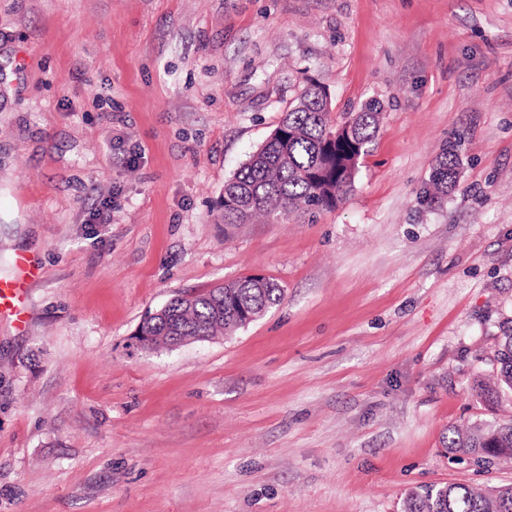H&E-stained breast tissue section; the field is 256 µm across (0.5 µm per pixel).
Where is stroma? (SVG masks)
<instances>
[{
    "label": "stroma",
    "instance_id": "1",
    "mask_svg": "<svg viewBox=\"0 0 512 512\" xmlns=\"http://www.w3.org/2000/svg\"><path fill=\"white\" fill-rule=\"evenodd\" d=\"M380 107L335 209L225 226L224 184L305 79ZM463 166L418 201L443 146ZM110 204L112 221L89 223ZM0 512H401L512 484L446 452L512 414L479 380L512 317V0H0ZM251 273L284 300L145 350L176 295ZM15 273L0 279V318L23 324L28 317L29 284L38 276L36 268L25 256L14 260Z\"/></svg>",
    "mask_w": 512,
    "mask_h": 512
}]
</instances>
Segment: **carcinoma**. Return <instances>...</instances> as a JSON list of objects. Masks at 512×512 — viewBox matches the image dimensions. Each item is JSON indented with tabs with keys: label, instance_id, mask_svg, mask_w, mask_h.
<instances>
[{
	"label": "carcinoma",
	"instance_id": "1",
	"mask_svg": "<svg viewBox=\"0 0 512 512\" xmlns=\"http://www.w3.org/2000/svg\"><path fill=\"white\" fill-rule=\"evenodd\" d=\"M381 120L380 108L370 104L346 121L351 136L332 138L336 125L329 102L316 93L311 81H305L270 137L225 183L224 224L336 207L353 191L356 159L368 152ZM461 166L459 142L450 141L430 174L422 203L431 204L448 194ZM283 297L284 289L274 280L248 275L214 290L179 294L162 314L147 317L140 328L157 344L170 336L232 335L252 323V318L279 306ZM219 303L220 311L216 310ZM496 340L489 358L496 384L479 386V396L492 404L503 393H512L511 318L503 322ZM448 450L471 455L479 465L512 456V418L482 421L464 432L454 430ZM403 512H512V487L422 485L406 494Z\"/></svg>",
	"mask_w": 512,
	"mask_h": 512
}]
</instances>
